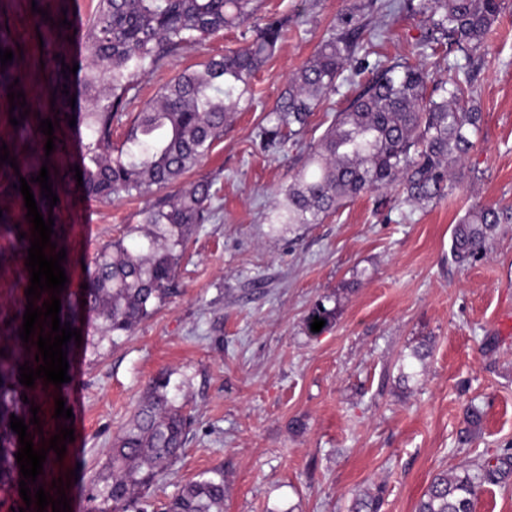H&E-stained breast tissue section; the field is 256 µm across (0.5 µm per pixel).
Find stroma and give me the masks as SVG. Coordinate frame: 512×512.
Here are the masks:
<instances>
[{"label": "stroma", "instance_id": "35a3bbf8", "mask_svg": "<svg viewBox=\"0 0 512 512\" xmlns=\"http://www.w3.org/2000/svg\"><path fill=\"white\" fill-rule=\"evenodd\" d=\"M259 0L253 19L187 45L134 80L131 112L210 57L239 48L272 16L288 19L274 56L253 81L254 103L236 112L223 137L181 186L214 181L215 217L190 236L177 292L128 334L102 339L100 323L79 327L86 348L71 357L78 416L52 478L68 480L71 512H86L112 441L168 371L194 416L189 442L148 500L166 497L201 473L224 468V512H351L366 491L384 490L383 512H416L433 476L489 465L475 512H512V221L496 227L468 263L450 256L452 229L477 204L512 206V0H502L484 52L463 60L439 44L435 80L465 61L482 114L477 143L453 169L446 199L398 204L393 190L360 195L319 224H271L267 216L304 164L308 148L364 87L343 83L285 150H265L256 132L269 108L332 33L355 12L374 32L381 60L418 56L425 15L397 0ZM0 25L21 46L22 67L40 85L53 76L29 0H0ZM56 163L65 176L53 218L68 241V289L122 239L139 240L150 198L87 202L72 168L77 128ZM26 257L0 234V342H14L26 310ZM335 312L322 334L306 316L317 300ZM429 345L424 361L414 349ZM480 410V426L468 418Z\"/></svg>", "mask_w": 512, "mask_h": 512}]
</instances>
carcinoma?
Segmentation results:
<instances>
[{
  "label": "carcinoma",
  "instance_id": "obj_1",
  "mask_svg": "<svg viewBox=\"0 0 512 512\" xmlns=\"http://www.w3.org/2000/svg\"><path fill=\"white\" fill-rule=\"evenodd\" d=\"M502 0H421L429 27L420 46L448 40L466 56L485 49L486 37ZM255 0H98L83 34L78 61V97L62 93L68 83L62 68L45 91L55 98L50 111L76 112L86 129L80 141L81 192L89 198L117 200L148 196L176 184L200 165L214 142L224 136L231 113L251 102L256 73L274 53L288 19L271 17L238 50L210 58L202 69L184 72L158 98L136 113L125 139L112 144V124L130 104L134 79L152 70L182 45L199 44L226 28L249 22ZM364 46L356 15L344 14L291 78L288 91L266 115L258 137L266 149L280 150L302 134L319 104L338 89L346 67L371 74L368 88L335 113L307 161L292 177L283 202L272 211V224H319L344 202L364 193L397 190L401 204L438 201L448 194L450 167L474 148L480 128L470 78L448 66L441 94L428 91L433 71L402 58L392 64ZM213 181L202 179L172 197H159L143 211L148 243H112L87 270L82 307L101 320L103 337L131 332L173 292L176 267L189 235L212 218ZM512 208L476 205L456 224L451 258L476 257ZM0 356V488L19 496L22 479L15 453L18 434L10 415L30 424L36 392L55 389L44 379L34 387L19 382L18 366L37 368L35 341ZM181 386L161 372L150 382L146 400L112 442L109 458L90 494L88 512H147L142 494L156 485L180 458L189 442L193 418L179 402ZM28 402H23L21 394ZM484 467L471 473L442 470L434 475L417 512H474ZM382 491L357 498L352 512H381ZM161 512H224V469L214 467L182 485L162 504Z\"/></svg>",
  "mask_w": 512,
  "mask_h": 512
}]
</instances>
